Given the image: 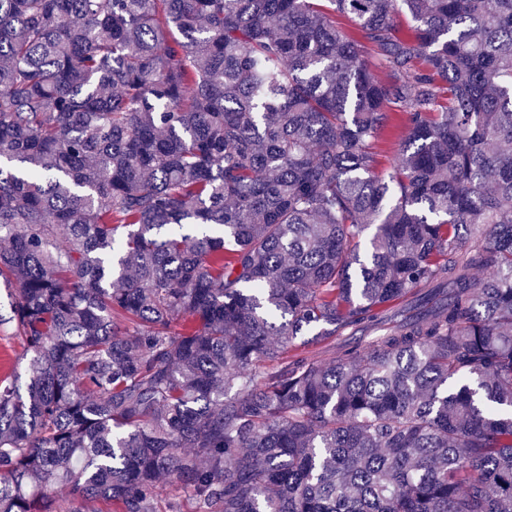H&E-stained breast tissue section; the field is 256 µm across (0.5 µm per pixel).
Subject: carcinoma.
Returning <instances> with one entry per match:
<instances>
[{"instance_id":"obj_1","label":"carcinoma","mask_w":512,"mask_h":512,"mask_svg":"<svg viewBox=\"0 0 512 512\" xmlns=\"http://www.w3.org/2000/svg\"><path fill=\"white\" fill-rule=\"evenodd\" d=\"M0 282V512H512V0H0ZM403 132V128L393 129L376 143L375 151L378 153L380 168H387L391 164L394 153L399 148V141ZM24 346L10 325H0V376L12 371L16 357L23 353Z\"/></svg>"}]
</instances>
